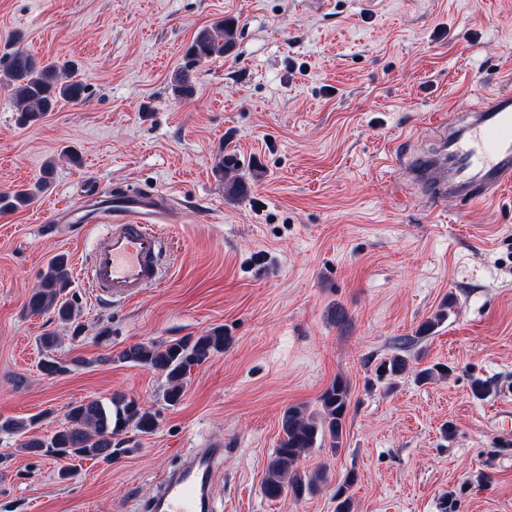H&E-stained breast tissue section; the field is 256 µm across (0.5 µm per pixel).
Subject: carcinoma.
Wrapping results in <instances>:
<instances>
[{
	"instance_id": "carcinoma-1",
	"label": "carcinoma",
	"mask_w": 512,
	"mask_h": 512,
	"mask_svg": "<svg viewBox=\"0 0 512 512\" xmlns=\"http://www.w3.org/2000/svg\"><path fill=\"white\" fill-rule=\"evenodd\" d=\"M236 29L228 21L203 28L197 32L187 49V61L171 76L174 93L181 97L193 94V73L213 57L228 53L235 44ZM73 65L68 61H39L23 49L15 48L0 58V83L12 87L13 103L21 126L32 125L53 110L61 101L78 102L83 99L85 86L73 79ZM237 164L231 157L221 158L215 173L225 181V191L235 199L244 194L245 183L235 174ZM50 170L33 186L0 192V212L15 211L30 204L37 193L48 187ZM71 281L67 272V258L60 254L40 275V282L27 301L33 315L49 313L64 323L74 319L72 304L66 299ZM224 329L213 328L199 336H187L162 343H136L124 348L118 359L133 365L147 367L165 380L163 398L167 405H177L184 393L186 376L195 366L205 363L212 355L224 352ZM40 371L46 376L60 375L70 366L54 356L40 362ZM379 369L384 374L399 376L407 369V361L394 356L383 361ZM351 397L349 382L335 378L322 392L319 406L311 410L305 405H290L281 416L282 435L271 455L262 483V491L269 499L290 495L296 500L314 494L324 481L321 470L308 471L299 462L309 448L319 440L329 441L332 450L340 448L343 423ZM160 415L133 398L116 394L107 400L91 399L76 402L66 411V424L49 438L28 437L21 450L28 454H50L54 457L98 459L111 462L118 454L127 452L118 448L113 437L132 427L142 435L153 434ZM33 419H5L0 421V433L23 436L34 426ZM355 477L349 476L336 487V512H350L349 489Z\"/></svg>"
}]
</instances>
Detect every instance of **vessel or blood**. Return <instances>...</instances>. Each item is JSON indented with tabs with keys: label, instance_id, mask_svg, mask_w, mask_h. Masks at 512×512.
<instances>
[{
	"label": "vessel or blood",
	"instance_id": "obj_1",
	"mask_svg": "<svg viewBox=\"0 0 512 512\" xmlns=\"http://www.w3.org/2000/svg\"><path fill=\"white\" fill-rule=\"evenodd\" d=\"M442 146L443 156L420 155L406 163L430 205L451 194L488 203L512 186V90L489 95L466 122L449 126ZM113 199L101 218L109 226L105 242L93 252L86 275L97 297L131 301L163 283L158 227L176 223L177 211L164 194L123 191ZM223 460V441L193 449L161 479L148 512H209L212 473Z\"/></svg>",
	"mask_w": 512,
	"mask_h": 512
}]
</instances>
